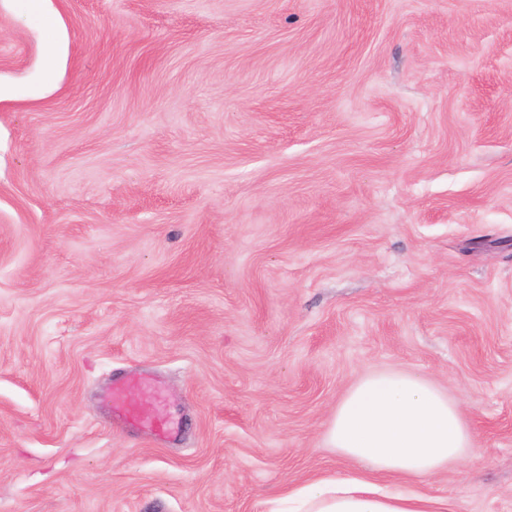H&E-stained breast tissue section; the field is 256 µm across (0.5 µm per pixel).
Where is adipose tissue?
<instances>
[{
    "mask_svg": "<svg viewBox=\"0 0 512 512\" xmlns=\"http://www.w3.org/2000/svg\"><path fill=\"white\" fill-rule=\"evenodd\" d=\"M327 447L372 471L426 479L476 446L459 407L414 372H368L346 392L325 429ZM298 512H441L437 500L368 479L321 478L297 495Z\"/></svg>",
    "mask_w": 512,
    "mask_h": 512,
    "instance_id": "adipose-tissue-1",
    "label": "adipose tissue"
}]
</instances>
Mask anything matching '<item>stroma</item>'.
I'll return each instance as SVG.
<instances>
[{"instance_id":"stroma-1","label":"stroma","mask_w":512,"mask_h":512,"mask_svg":"<svg viewBox=\"0 0 512 512\" xmlns=\"http://www.w3.org/2000/svg\"><path fill=\"white\" fill-rule=\"evenodd\" d=\"M0 0V512H278L365 370L410 489L512 512V0ZM141 373L172 440L114 423ZM325 442L348 460L404 480L429 478L476 448L456 403L414 372L363 374L336 405Z\"/></svg>"}]
</instances>
